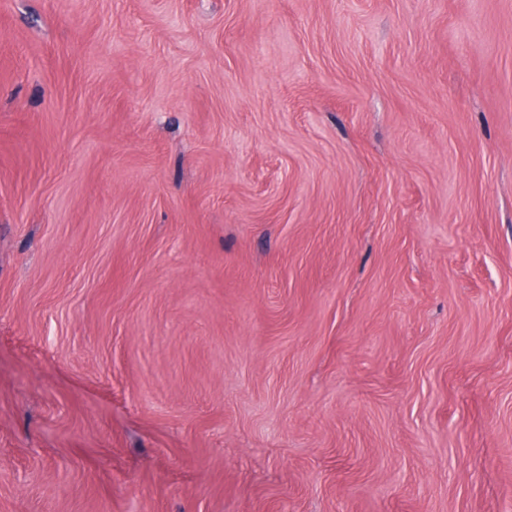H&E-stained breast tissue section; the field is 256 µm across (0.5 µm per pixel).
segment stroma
I'll return each instance as SVG.
<instances>
[{
    "instance_id": "1",
    "label": "stroma",
    "mask_w": 512,
    "mask_h": 512,
    "mask_svg": "<svg viewBox=\"0 0 512 512\" xmlns=\"http://www.w3.org/2000/svg\"><path fill=\"white\" fill-rule=\"evenodd\" d=\"M0 512H512V0H0Z\"/></svg>"
}]
</instances>
